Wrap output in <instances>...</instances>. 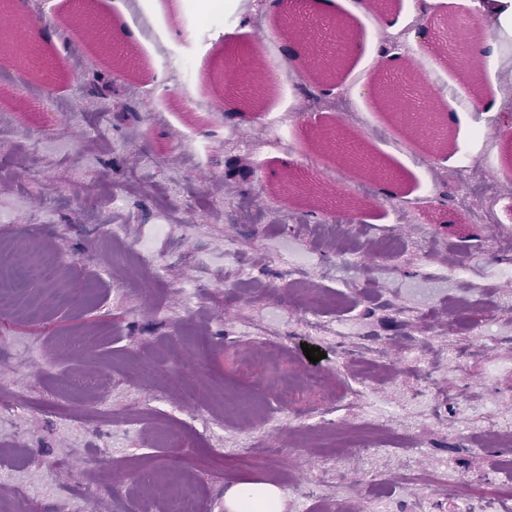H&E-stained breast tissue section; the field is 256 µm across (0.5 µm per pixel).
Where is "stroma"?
<instances>
[{
	"label": "stroma",
	"mask_w": 512,
	"mask_h": 512,
	"mask_svg": "<svg viewBox=\"0 0 512 512\" xmlns=\"http://www.w3.org/2000/svg\"><path fill=\"white\" fill-rule=\"evenodd\" d=\"M185 3L17 4L28 22L15 38L41 46L53 84H16L18 55L0 51V250L59 269L51 284L19 285L35 312L0 309V449L36 484L19 498L0 483V507L54 512L93 488L128 512L184 488L197 512H229L250 481L274 485L276 512H305L302 487L357 512H378L387 493L391 512H457L450 497L401 492L452 469L469 512L512 508V481L496 472V418L512 415V278L493 274L512 257L493 247L512 227V100L492 138H468L483 122L472 104L512 64V37L455 52L436 23H476L465 0H348L355 16L224 0L223 25L193 35ZM78 11L106 26L112 59L74 40ZM340 15L356 45L325 80L303 39ZM250 50L269 90L225 119L213 74ZM414 68L443 116L442 145L409 135L377 92ZM319 126L348 129L393 182L326 150ZM285 177L309 179L314 198L284 199ZM484 207L494 223H475ZM343 211L354 270L333 246ZM115 225L126 252L148 244L154 266L120 263ZM488 321L493 344L480 335ZM261 341L279 370L241 382ZM307 345L325 353L324 389L303 384ZM379 409L404 447L330 470L327 452L357 448Z\"/></svg>",
	"instance_id": "stroma-1"
}]
</instances>
